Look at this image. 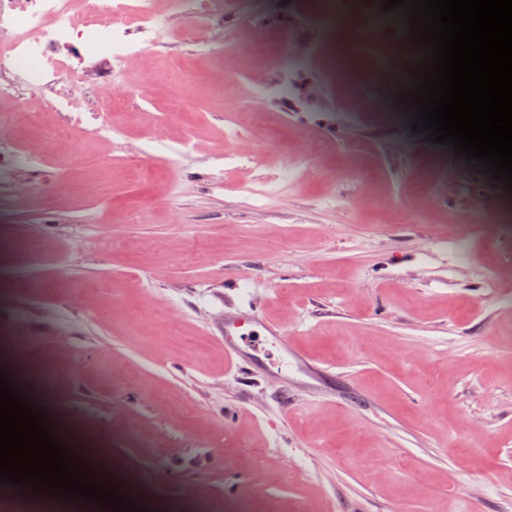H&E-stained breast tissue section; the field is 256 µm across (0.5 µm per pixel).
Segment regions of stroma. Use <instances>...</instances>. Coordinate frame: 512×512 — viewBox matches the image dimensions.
<instances>
[{
  "instance_id": "obj_1",
  "label": "stroma",
  "mask_w": 512,
  "mask_h": 512,
  "mask_svg": "<svg viewBox=\"0 0 512 512\" xmlns=\"http://www.w3.org/2000/svg\"><path fill=\"white\" fill-rule=\"evenodd\" d=\"M320 2L197 0L120 110L0 96V334L48 426L173 512H512V191L395 121L420 48L377 53L378 16L351 78ZM270 32L292 56L261 53ZM237 307L347 395L233 368Z\"/></svg>"
}]
</instances>
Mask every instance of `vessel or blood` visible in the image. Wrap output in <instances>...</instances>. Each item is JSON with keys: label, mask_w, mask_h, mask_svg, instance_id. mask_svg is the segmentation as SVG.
<instances>
[{"label": "vessel or blood", "mask_w": 512, "mask_h": 512, "mask_svg": "<svg viewBox=\"0 0 512 512\" xmlns=\"http://www.w3.org/2000/svg\"><path fill=\"white\" fill-rule=\"evenodd\" d=\"M336 14L368 19L372 16V6L369 0H337ZM268 346L280 353L277 375L282 383H289L296 369L317 373L315 363L294 347L280 326L263 320L255 311L246 316L225 313L224 353L233 366L245 370L260 368V355Z\"/></svg>", "instance_id": "obj_1"}]
</instances>
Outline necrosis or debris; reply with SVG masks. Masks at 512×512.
<instances>
[{
  "mask_svg": "<svg viewBox=\"0 0 512 512\" xmlns=\"http://www.w3.org/2000/svg\"><path fill=\"white\" fill-rule=\"evenodd\" d=\"M190 0H0V36L11 45L0 53V93L43 92L67 67L62 45L78 42L108 59L122 78L142 52L131 29L160 39L167 19Z\"/></svg>",
  "mask_w": 512,
  "mask_h": 512,
  "instance_id": "1",
  "label": "necrosis or debris"
}]
</instances>
